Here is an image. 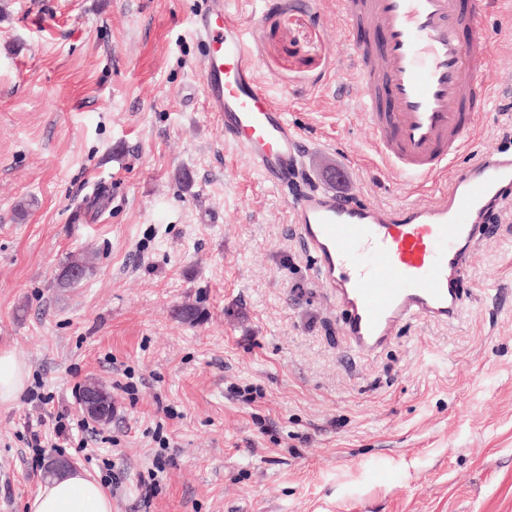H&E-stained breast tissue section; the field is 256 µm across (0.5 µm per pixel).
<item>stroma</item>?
<instances>
[{
    "mask_svg": "<svg viewBox=\"0 0 512 512\" xmlns=\"http://www.w3.org/2000/svg\"><path fill=\"white\" fill-rule=\"evenodd\" d=\"M201 2L0 0V349L52 398L0 405V512L43 478L30 428L80 418L90 381L112 421L56 453L108 481L112 512H512V204L481 228L459 321L356 352L290 200L413 189L369 148L336 0H224L259 12L249 50L299 129L303 174L282 187L205 106ZM492 70L457 166L512 146V36ZM70 258L93 271L58 287Z\"/></svg>",
    "mask_w": 512,
    "mask_h": 512,
    "instance_id": "obj_1",
    "label": "stroma"
}]
</instances>
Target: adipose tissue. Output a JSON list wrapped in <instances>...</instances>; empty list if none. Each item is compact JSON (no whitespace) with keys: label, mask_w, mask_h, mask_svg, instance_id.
<instances>
[{"label":"adipose tissue","mask_w":512,"mask_h":512,"mask_svg":"<svg viewBox=\"0 0 512 512\" xmlns=\"http://www.w3.org/2000/svg\"><path fill=\"white\" fill-rule=\"evenodd\" d=\"M29 371L23 358L0 349V404L16 402L24 392ZM24 512H112V499L103 485L83 470L40 482L27 499Z\"/></svg>","instance_id":"1"}]
</instances>
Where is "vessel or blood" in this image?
I'll return each mask as SVG.
<instances>
[{
    "label": "vessel or blood",
    "instance_id": "obj_1",
    "mask_svg": "<svg viewBox=\"0 0 512 512\" xmlns=\"http://www.w3.org/2000/svg\"><path fill=\"white\" fill-rule=\"evenodd\" d=\"M354 46L348 73L371 132V149L395 176L432 185L393 208L312 190L290 206L292 221L331 288L354 349L372 353L413 318L450 323L477 232L489 212L512 201V148L455 168L485 110L492 42L482 23H512V0H338ZM205 45L206 108L224 140L268 184L299 171L300 135L258 77L241 16L207 0L191 19ZM365 262H357V255Z\"/></svg>",
    "mask_w": 512,
    "mask_h": 512
}]
</instances>
